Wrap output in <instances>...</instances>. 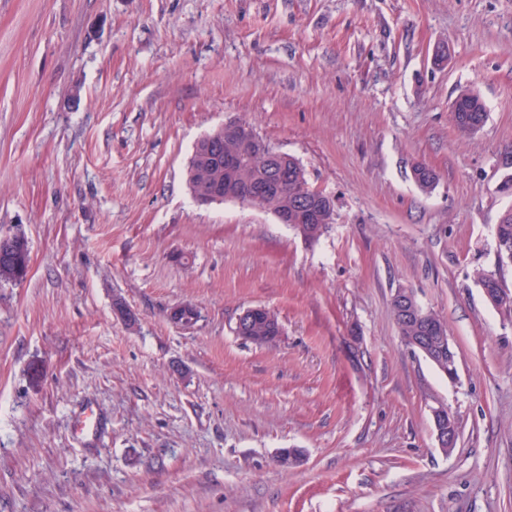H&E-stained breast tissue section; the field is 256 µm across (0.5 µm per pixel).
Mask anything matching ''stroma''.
<instances>
[{
	"mask_svg": "<svg viewBox=\"0 0 512 512\" xmlns=\"http://www.w3.org/2000/svg\"><path fill=\"white\" fill-rule=\"evenodd\" d=\"M227 120L334 198L317 241L194 200L193 147ZM509 174L512 0H0V228L29 247L0 283V512H512V314L475 279L512 289ZM401 287L457 383L400 336ZM252 306L275 346L236 335ZM493 277L499 276H497L495 272L491 271L479 270L476 272V280L480 288ZM502 289L505 290L507 288H481L484 297L493 307L499 308L500 306L499 309L512 312V294L511 296H507V299L500 305L502 299L504 298ZM446 415L451 420L448 427L445 426ZM432 423L438 447L446 454H450L456 447L459 439V426L456 420L452 418L448 408L443 404H438L431 409Z\"/></svg>",
	"mask_w": 512,
	"mask_h": 512,
	"instance_id": "35a3bbf8",
	"label": "stroma"
}]
</instances>
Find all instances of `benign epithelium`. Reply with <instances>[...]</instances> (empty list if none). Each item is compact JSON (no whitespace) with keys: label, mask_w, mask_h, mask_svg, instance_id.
<instances>
[{"label":"benign epithelium","mask_w":512,"mask_h":512,"mask_svg":"<svg viewBox=\"0 0 512 512\" xmlns=\"http://www.w3.org/2000/svg\"><path fill=\"white\" fill-rule=\"evenodd\" d=\"M230 138L236 140L238 152L226 156L222 152L224 140ZM243 157L261 159L266 164L267 174L261 181L250 180L238 185L236 202L259 209H266V198L274 195L278 190L280 181L288 175V163L292 161L290 155L272 149L260 138L252 127L243 121H231L220 125L214 132L203 140V149L200 159H224V168L232 173L239 167V161ZM324 202L320 203L310 197L303 196L296 204L297 213L288 212L281 208L274 212L278 223L290 224L295 217L319 221L323 224L334 222L335 200L328 194H323ZM11 260L16 266H24L23 250L12 236L0 238V260ZM397 302V314L401 319H417L422 324V335L410 339L409 348L427 360L434 362L436 359H448V375L452 376L457 371V357L455 352H444L438 343L444 341L447 331L445 327L433 319L430 311L420 309L410 302V294L406 288H398L394 292ZM199 317L196 306L183 303L171 308L169 318L172 323L184 327L193 325ZM449 414L448 408L443 404L431 408V416L435 439L444 453L449 454L456 447L459 439V426L454 420L446 421Z\"/></svg>","instance_id":"benign-epithelium-1"}]
</instances>
